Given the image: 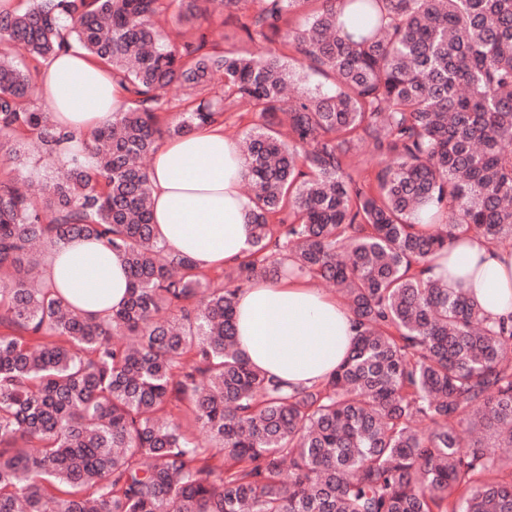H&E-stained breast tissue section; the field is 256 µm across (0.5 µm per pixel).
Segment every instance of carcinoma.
Segmentation results:
<instances>
[{"label": "carcinoma", "mask_w": 512, "mask_h": 512, "mask_svg": "<svg viewBox=\"0 0 512 512\" xmlns=\"http://www.w3.org/2000/svg\"><path fill=\"white\" fill-rule=\"evenodd\" d=\"M209 2L0 3V512H41L51 490L57 512H512V321L426 275L461 233L512 241V0H226L272 48L162 35L172 4L193 25ZM72 47L128 97L80 137L33 102ZM284 48L335 81L286 99ZM243 104L253 239L211 276L157 241L143 159ZM365 147L370 182L352 169ZM81 237L128 269L103 317L39 273ZM287 272L333 284L359 329L311 387L237 347L236 292Z\"/></svg>", "instance_id": "1"}]
</instances>
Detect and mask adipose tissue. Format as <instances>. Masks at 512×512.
I'll return each instance as SVG.
<instances>
[{"mask_svg": "<svg viewBox=\"0 0 512 512\" xmlns=\"http://www.w3.org/2000/svg\"><path fill=\"white\" fill-rule=\"evenodd\" d=\"M41 99L56 127L78 134L111 122L126 107L117 76L81 50L41 70ZM246 160L220 124L163 141L150 169L157 239L200 270L233 264L251 247L253 208L240 185ZM466 293L491 320L512 316V245L469 235L431 271ZM44 279L82 311L102 316L127 288L122 260L102 241L76 238L53 252ZM237 345L252 365L294 386L325 380L347 358L357 332L346 306L305 278L240 289Z\"/></svg>", "mask_w": 512, "mask_h": 512, "instance_id": "adipose-tissue-1", "label": "adipose tissue"}]
</instances>
